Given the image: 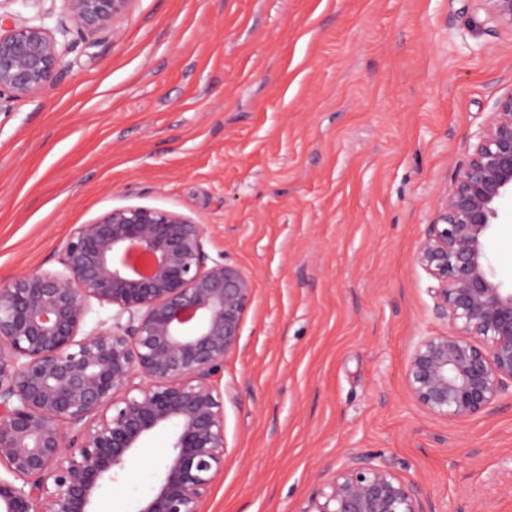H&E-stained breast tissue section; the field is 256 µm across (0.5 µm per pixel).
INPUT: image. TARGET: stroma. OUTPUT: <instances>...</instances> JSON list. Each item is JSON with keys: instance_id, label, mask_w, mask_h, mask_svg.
Here are the masks:
<instances>
[{"instance_id": "35a3bbf8", "label": "stroma", "mask_w": 512, "mask_h": 512, "mask_svg": "<svg viewBox=\"0 0 512 512\" xmlns=\"http://www.w3.org/2000/svg\"><path fill=\"white\" fill-rule=\"evenodd\" d=\"M69 59L0 102V280L60 270L79 225L126 206L193 218L209 258L252 277L200 512H302L351 453L437 512H512V400L446 421L404 377L414 337L448 329L415 253L512 89V30L477 0H131ZM484 252L511 287L512 222ZM173 436L96 512L148 496Z\"/></svg>"}]
</instances>
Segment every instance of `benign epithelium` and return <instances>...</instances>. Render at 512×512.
Masks as SVG:
<instances>
[{
    "label": "benign epithelium",
    "mask_w": 512,
    "mask_h": 512,
    "mask_svg": "<svg viewBox=\"0 0 512 512\" xmlns=\"http://www.w3.org/2000/svg\"><path fill=\"white\" fill-rule=\"evenodd\" d=\"M61 38L45 15L0 13V100L30 96L70 69L76 40L115 24L130 0H64ZM512 30V0H480ZM512 195V90L442 196L416 262L448 332L412 345L406 380L428 413L463 420L512 397V288L483 241ZM205 231L168 210L115 208L79 225L59 272L0 282V512H94L155 431L175 429L153 493L132 512H199L224 465V405L211 377L240 349L253 280L204 250ZM112 307L80 334L92 301ZM301 512H436L415 483L351 454Z\"/></svg>",
    "instance_id": "benign-epithelium-1"
}]
</instances>
